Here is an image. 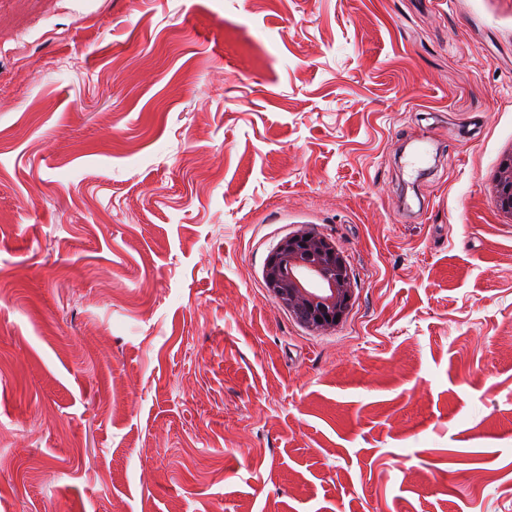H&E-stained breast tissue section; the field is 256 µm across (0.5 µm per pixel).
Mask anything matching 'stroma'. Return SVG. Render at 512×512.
Masks as SVG:
<instances>
[{"instance_id": "stroma-1", "label": "stroma", "mask_w": 512, "mask_h": 512, "mask_svg": "<svg viewBox=\"0 0 512 512\" xmlns=\"http://www.w3.org/2000/svg\"><path fill=\"white\" fill-rule=\"evenodd\" d=\"M511 149L512 0H0V512H512ZM491 190L500 212L512 224V149L501 156ZM307 235L310 239L304 240ZM263 278L277 304L315 332L342 323L355 297L343 255L329 238L306 226L270 253Z\"/></svg>"}]
</instances>
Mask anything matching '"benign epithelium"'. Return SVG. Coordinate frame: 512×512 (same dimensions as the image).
Returning <instances> with one entry per match:
<instances>
[{"instance_id":"1","label":"benign epithelium","mask_w":512,"mask_h":512,"mask_svg":"<svg viewBox=\"0 0 512 512\" xmlns=\"http://www.w3.org/2000/svg\"><path fill=\"white\" fill-rule=\"evenodd\" d=\"M491 190L500 212L512 224V150L501 156ZM263 278L277 304L315 332L343 322L355 297L343 255L329 238L306 226L270 253Z\"/></svg>"}]
</instances>
